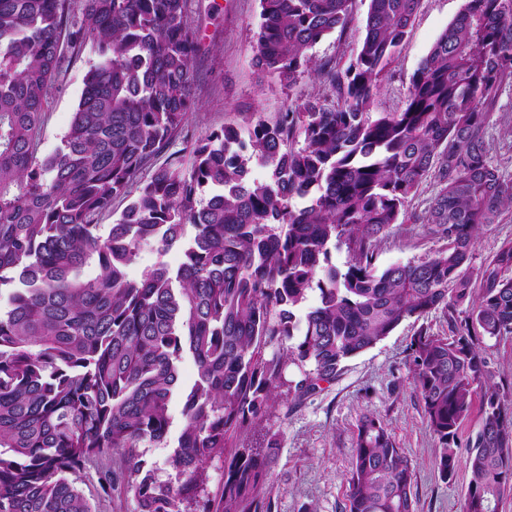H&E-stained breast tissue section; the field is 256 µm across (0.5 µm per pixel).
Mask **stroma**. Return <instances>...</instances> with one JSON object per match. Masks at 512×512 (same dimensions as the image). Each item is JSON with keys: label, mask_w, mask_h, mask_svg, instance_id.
Returning <instances> with one entry per match:
<instances>
[{"label": "stroma", "mask_w": 512, "mask_h": 512, "mask_svg": "<svg viewBox=\"0 0 512 512\" xmlns=\"http://www.w3.org/2000/svg\"><path fill=\"white\" fill-rule=\"evenodd\" d=\"M464 5L465 0H420L406 40L382 75L373 111L403 110L411 75ZM369 6L370 0H354L349 27L312 48L318 64L330 62L343 68L353 60ZM259 11V0H187L188 24L198 42L193 60L196 104L171 151L186 158L196 142L224 125L244 128L251 116L270 119L310 98L335 102L331 86L315 72L301 75L290 86L258 72L253 57ZM94 59L91 48H84L50 88L40 155L52 153L67 133L83 75ZM510 118L512 87L502 91L486 129L494 162L512 178V134L505 125ZM434 194L432 183L420 186L407 207V221L394 225L379 245L381 265L417 261L441 247V240L429 235L420 222ZM422 325L441 335L449 332L448 319L439 311L420 323L405 321L373 348L350 359L335 381L322 384L320 391L302 403L277 401L267 422L280 441L273 475L277 512H341L356 427L365 413L380 417L412 459L417 512H460L468 470L459 466L449 483L439 479L434 466L438 443L427 428L407 363L408 344ZM79 487L96 504L97 512L135 510V501L125 488L104 494L96 473L83 476Z\"/></svg>", "instance_id": "35a3bbf8"}]
</instances>
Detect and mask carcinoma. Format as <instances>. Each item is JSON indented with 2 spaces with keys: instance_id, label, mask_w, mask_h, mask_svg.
Here are the masks:
<instances>
[{
  "instance_id": "cac0c4a2",
  "label": "carcinoma",
  "mask_w": 512,
  "mask_h": 512,
  "mask_svg": "<svg viewBox=\"0 0 512 512\" xmlns=\"http://www.w3.org/2000/svg\"><path fill=\"white\" fill-rule=\"evenodd\" d=\"M187 0H0V512H97L77 486L87 465L118 458L104 492H132L136 512H275L278 398L302 400L404 321L442 311L409 345L411 379L453 479L467 448L462 512H498L512 491V402L481 345L512 335V240L473 270L479 234L512 212V180L486 127L512 86V0H466L410 79L401 112H373L386 67L420 0H370L355 60L322 72L336 93L225 125L197 142L190 168L154 159L193 105L196 37ZM352 0H260L256 65L284 84L311 69L308 50L343 29ZM91 45L70 129L38 156L44 105L69 56ZM270 179L251 178L253 165ZM422 217L445 245L381 267L378 243L403 223L423 181ZM130 198L107 236L97 218ZM193 236L174 270L139 280L144 244ZM344 244V269L330 245ZM96 262L98 273L84 277ZM316 303L299 309L312 292ZM189 355L198 380L180 386ZM183 424L169 465V405ZM481 419L461 443L474 399ZM224 483L205 490L206 466ZM415 467L387 424L361 416L343 512H416ZM182 398L179 395H175L170 403L169 413L171 416V427H170V447L158 448L152 445H146L145 448H141L143 452V459L146 462L147 467H153L157 469L159 478L163 481H171L175 483V473L171 470L167 464V459L173 452L174 439L177 437L180 428L182 426Z\"/></svg>"
}]
</instances>
